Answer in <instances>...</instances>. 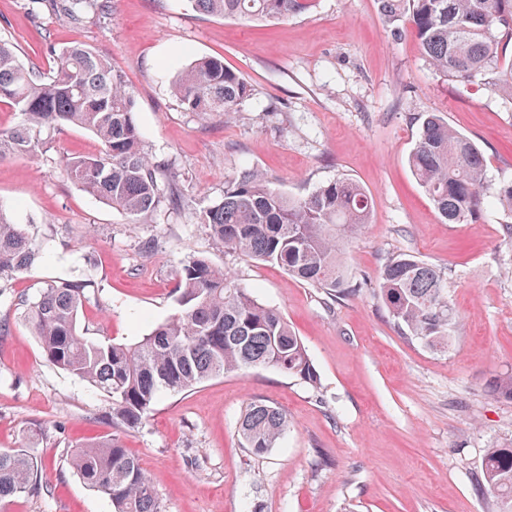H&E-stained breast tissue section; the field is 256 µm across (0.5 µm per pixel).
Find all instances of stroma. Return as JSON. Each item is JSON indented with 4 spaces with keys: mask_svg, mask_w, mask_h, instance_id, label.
Returning <instances> with one entry per match:
<instances>
[{
    "mask_svg": "<svg viewBox=\"0 0 512 512\" xmlns=\"http://www.w3.org/2000/svg\"><path fill=\"white\" fill-rule=\"evenodd\" d=\"M73 23L36 0H0V38L49 71L46 41L107 57L134 93L146 150L168 164L178 202L140 223L67 179L64 159L97 149L85 130L49 131L45 151L0 160V204L26 225L38 262L0 284V448L34 436L40 489L0 512H112L70 464L76 446L120 437L166 512H498L481 488L486 449L512 444V400L489 390L512 371V242L497 215L442 223L407 157L421 119L442 112L488 158L491 184L512 180V105L481 78L437 73L409 33L392 34L377 0H316L264 26L196 12L189 0H105ZM222 58L254 92L232 121L186 111L173 73ZM251 168L293 197L346 177L373 201L345 264L363 288L333 301L282 268L224 252L201 217ZM442 269L462 327L448 353L397 331L378 294L387 258ZM190 254L228 270L277 308L304 342L318 388L271 368L227 374L162 395L135 428L106 395L49 364L21 299L58 278L92 282L83 335L128 343L177 313L175 271ZM260 401L288 429L276 448H242L238 422Z\"/></svg>",
    "mask_w": 512,
    "mask_h": 512,
    "instance_id": "35a3bbf8",
    "label": "stroma"
}]
</instances>
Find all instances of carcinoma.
<instances>
[{"instance_id": "1", "label": "carcinoma", "mask_w": 512, "mask_h": 512, "mask_svg": "<svg viewBox=\"0 0 512 512\" xmlns=\"http://www.w3.org/2000/svg\"><path fill=\"white\" fill-rule=\"evenodd\" d=\"M56 15L79 21L99 0H45ZM200 13L220 18L279 21L310 11L315 0H190ZM385 25L408 30L434 69L454 81L480 76L512 104V59L501 52L512 43V0H378ZM49 74L24 64L17 48L0 39V101L14 105L22 123L0 129V158L30 156L46 146L44 134L58 126L90 132L94 153L64 161L67 178L137 224L175 192L161 178V164L145 151L135 120L133 92L111 64L81 43L49 44ZM172 88L190 112L229 120L251 85L218 57L193 60L174 76ZM408 163L438 215L448 224H476L489 206L509 221L512 240V181L489 192L483 151L431 113L423 120ZM371 197L354 180L338 178L303 198L276 189L258 170L246 169L224 186V199L202 219L224 250L274 264L299 281L323 288L331 299L357 291L343 254L350 239L370 223ZM39 252L29 232L0 207V281L22 274ZM178 314L132 344L92 341L79 329L89 283L59 279L47 283L25 318L46 360L105 392L112 416L125 426L142 424L161 394L185 393L229 373L273 367L315 387L320 378L302 339L282 313L237 287L228 272L208 259L189 255L175 273ZM379 292L389 319L423 347L446 352L460 328L448 300V281L432 264L400 254L384 264ZM492 392L512 399V373L497 376ZM288 428L280 409L250 403L239 420L241 444L255 456L278 445ZM0 449V501L37 490L38 462L25 451ZM73 469L107 496L113 512H164L137 459L113 435L76 450ZM483 488L512 512V446L489 448Z\"/></svg>"}]
</instances>
